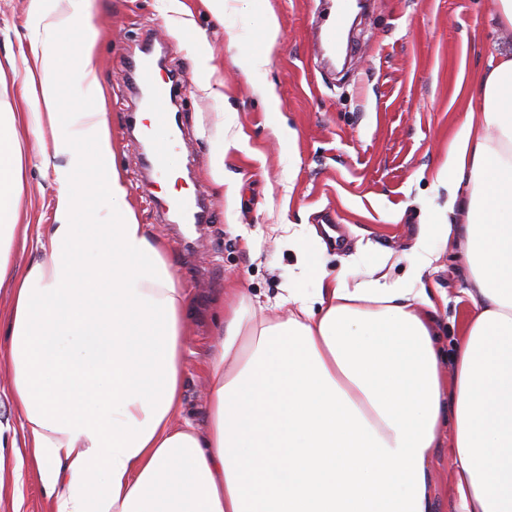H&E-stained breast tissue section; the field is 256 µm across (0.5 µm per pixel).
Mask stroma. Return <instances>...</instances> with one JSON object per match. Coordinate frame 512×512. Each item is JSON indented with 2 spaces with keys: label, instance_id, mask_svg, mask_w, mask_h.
<instances>
[{
  "label": "stroma",
  "instance_id": "35a3bbf8",
  "mask_svg": "<svg viewBox=\"0 0 512 512\" xmlns=\"http://www.w3.org/2000/svg\"><path fill=\"white\" fill-rule=\"evenodd\" d=\"M320 0H259L249 9L224 0L216 20L205 0H95L88 22L99 33L97 50L105 89L104 110L116 163L140 223L163 241L193 311L185 325V414L204 426L209 379L206 361L218 336L213 301L231 288L272 296L287 283L307 293L319 282L297 266L281 241V225L313 226L327 245L328 268L350 255L360 268L383 265L389 280L405 281V260L430 215L447 212L448 191L434 171L469 109L459 91L494 46H512V27L493 22V0H371L344 39L350 44L345 74L332 79L312 56L311 30ZM274 11L281 44L265 76L278 97L269 109L247 74L248 58L261 48L257 10ZM163 53L165 69L187 75L178 112L191 160L177 188L200 191L211 222L183 233L162 216L160 183L141 178L144 146L130 136L128 117L138 104L127 87V66L144 37ZM30 18V0H0V73L15 110L32 59L31 48L47 38ZM52 38L67 57L71 36ZM297 138L284 143L282 126ZM54 130L43 122L39 136L23 145V191L18 201L26 223L55 221L58 186L39 162L41 143ZM230 144L223 166L213 148ZM223 173L224 185L214 176ZM465 257L446 250L425 276L443 297L435 327L441 368L471 312ZM444 425L433 452L431 512H455V460ZM0 512H54L38 471L0 470Z\"/></svg>",
  "mask_w": 512,
  "mask_h": 512
}]
</instances>
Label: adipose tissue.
Wrapping results in <instances>:
<instances>
[{"label": "adipose tissue", "instance_id": "adipose-tissue-1", "mask_svg": "<svg viewBox=\"0 0 512 512\" xmlns=\"http://www.w3.org/2000/svg\"><path fill=\"white\" fill-rule=\"evenodd\" d=\"M64 19L31 0L53 33L74 34L68 61L33 50L23 115L0 113V195L20 196L24 132L56 129L41 164L58 185L41 257L14 265L0 246V368L14 381L25 454L55 512H429L430 467L453 421L457 512H512V52L491 51L435 172L462 193L464 226L424 224L407 283L327 269L315 229L282 243L321 281L284 288L254 320L237 292L208 361L205 432L182 420L185 288L140 224L100 107L93 0ZM262 49L248 72L268 107L265 73L277 17L258 12ZM458 244L474 312L439 369L423 275Z\"/></svg>", "mask_w": 512, "mask_h": 512}]
</instances>
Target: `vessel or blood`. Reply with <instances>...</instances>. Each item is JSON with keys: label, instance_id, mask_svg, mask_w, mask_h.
Listing matches in <instances>:
<instances>
[{"label": "vessel or blood", "instance_id": "b4317fda", "mask_svg": "<svg viewBox=\"0 0 512 512\" xmlns=\"http://www.w3.org/2000/svg\"><path fill=\"white\" fill-rule=\"evenodd\" d=\"M351 2L336 0V11L327 18L318 36L319 41L336 54L342 51L339 36L349 18ZM129 75L144 109L152 114L144 133L148 145L146 169L162 175L179 172L183 165V151L178 144L179 125L167 110L172 87L169 79L160 72V62L154 56L153 46H146L141 56L130 60ZM167 209L186 224H201L206 220L204 203L196 196L176 195L168 202Z\"/></svg>", "mask_w": 512, "mask_h": 512}]
</instances>
